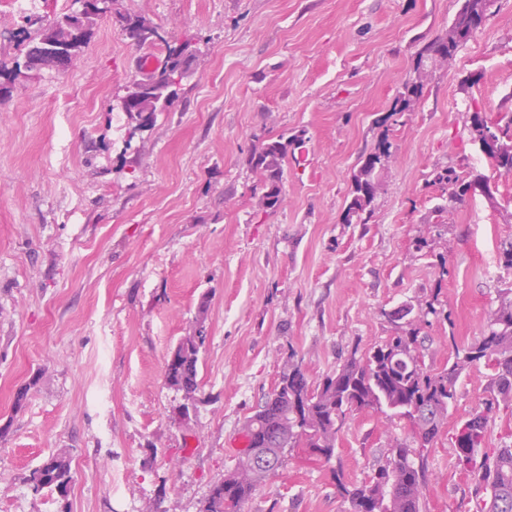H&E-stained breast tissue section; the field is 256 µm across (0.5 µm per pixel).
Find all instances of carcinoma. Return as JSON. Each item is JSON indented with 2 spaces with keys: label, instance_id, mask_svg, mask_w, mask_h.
<instances>
[{
  "label": "carcinoma",
  "instance_id": "carcinoma-1",
  "mask_svg": "<svg viewBox=\"0 0 512 512\" xmlns=\"http://www.w3.org/2000/svg\"><path fill=\"white\" fill-rule=\"evenodd\" d=\"M481 0H461L446 34L424 46L416 56L412 75L403 83L387 113L376 120L382 128L373 148L362 155L349 180L344 224H367L381 189L380 177L394 155L393 127L425 97L428 65L442 68L458 49L475 34L474 21L481 13ZM102 6L66 13L48 26L26 33L24 61L16 72L0 63V77L12 79L21 71L37 74L43 69L69 67L77 62L98 21L105 17ZM116 23L140 45L161 43L165 61L143 80L126 88L127 115L137 116L151 126L161 112L171 110L180 98L186 66L196 61L199 48L193 37L180 42L184 57L174 55L172 44L141 15L117 14ZM467 140L475 145L481 129L493 131L496 145L494 168L501 175H512V111L488 113L470 100L466 103ZM306 142V131L264 139L246 158V165L257 177L261 191L260 207L271 212L283 202V161L288 152ZM490 178L478 171L457 172L446 167L437 172L430 185L447 195L450 204L463 201L472 184ZM438 295L408 303L389 315L398 323V332L384 342L363 350L355 344L330 374L312 381L302 364L288 355L271 392L247 417L243 432L249 438L247 450L239 457L224 480L213 484L200 512H243L265 478L283 467L288 449L300 448L311 462H330L348 413L373 410L390 418H408L416 428L419 447L394 439L382 462L368 478L356 484L336 475L337 489L349 504V512H425L428 487V445L447 423L448 409L456 398L461 375L485 362L493 370V396L484 408L464 421L467 434L454 440L456 468L465 475L479 498L478 512H512V446L481 452L487 434L489 414L500 403L512 405V298L501 301L486 321L478 342L465 345L457 341L451 316L438 308ZM448 322L451 356L440 366L426 363L429 347L420 335L421 325L431 321ZM182 361L165 368L167 385L193 398L199 390L201 348L185 341L180 349ZM265 449L266 465L255 461V451ZM72 456L67 450L50 455L25 477L37 494L50 489L68 492L72 482Z\"/></svg>",
  "mask_w": 512,
  "mask_h": 512
}]
</instances>
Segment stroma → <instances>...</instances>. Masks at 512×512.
Wrapping results in <instances>:
<instances>
[{
	"label": "stroma",
	"instance_id": "35a3bbf8",
	"mask_svg": "<svg viewBox=\"0 0 512 512\" xmlns=\"http://www.w3.org/2000/svg\"><path fill=\"white\" fill-rule=\"evenodd\" d=\"M460 4L114 0L168 41L199 39L193 75L152 127L135 129L119 103L142 59L165 52L107 18L74 67L21 75L0 96V512H199L288 355L320 379L352 345L394 335L388 311L434 290L452 318L421 329L434 364L451 353L448 332L480 338L512 288L498 264L512 241V175H495L467 142L462 99L512 110V0H496L395 126L370 222L341 221L377 119ZM26 26L0 0V60H23ZM299 129L307 139L285 162L283 203L262 213L245 159L260 139ZM460 166L489 175L492 194L451 205L435 231L430 182ZM203 300L197 412L184 427L173 413L186 398L166 384L165 363ZM490 382L482 365L457 383L428 449L427 512H476L452 448ZM395 438L416 445L409 420L352 412L334 459L291 449L244 512H348L334 470L362 481ZM61 448L73 458L68 496L33 494L24 476Z\"/></svg>",
	"mask_w": 512,
	"mask_h": 512
}]
</instances>
